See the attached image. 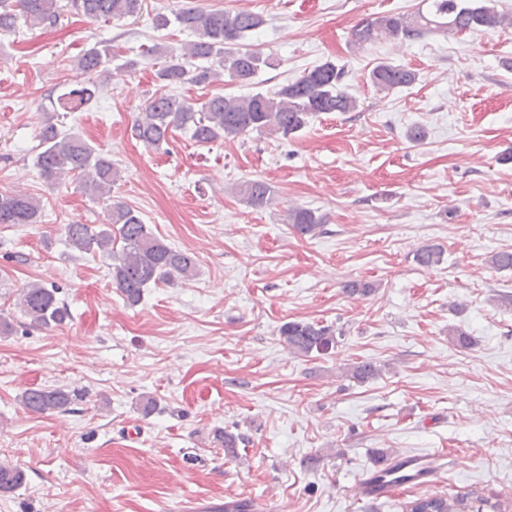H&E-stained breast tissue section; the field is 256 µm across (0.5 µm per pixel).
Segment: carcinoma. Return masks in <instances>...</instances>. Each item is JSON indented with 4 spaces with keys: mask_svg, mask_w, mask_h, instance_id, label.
<instances>
[{
    "mask_svg": "<svg viewBox=\"0 0 512 512\" xmlns=\"http://www.w3.org/2000/svg\"><path fill=\"white\" fill-rule=\"evenodd\" d=\"M60 0H0V32L16 29L19 19L31 26L52 25L59 18ZM143 0H72V6L91 20L121 19L136 16ZM175 23L195 39L182 52L158 44L147 48L146 54L162 59L156 78L165 87H179L186 82L206 86L224 77L248 82L271 66L268 57L257 50L242 47L247 36L264 25L261 16L238 11L234 14L209 11L199 6H185L174 14L156 17L159 27ZM512 29V13L499 8V0H432L428 12L383 14L357 25L352 33L355 45L363 47L381 41L409 44L434 33L452 36L474 31ZM204 64L195 65L193 60ZM115 60L112 40L101 39L75 61L81 76L108 70ZM345 67L325 61L314 69L272 92L248 95H212L186 99L161 93L147 99L135 119L133 138L151 148L169 141L177 129L191 131L198 145L218 140L235 139L252 132L278 135L283 139L303 130L310 117L321 112H354L357 100L343 85ZM369 82L381 94L408 87L417 80V73L404 65L380 62L368 74ZM94 92L82 85L59 95L58 107L76 112L88 103ZM39 151L33 164L40 176L53 183L72 174L84 191L106 198L104 224H67L64 227L69 243L83 253L98 252L111 260L112 282L130 306L140 303L150 285L173 283L196 271L194 256L177 250L157 237L142 218L122 201L112 197V187L120 172L112 158L92 147L81 135L68 133L53 123L39 134ZM236 193L249 205L261 207L272 199L274 189L261 179L246 180L236 186ZM41 218L40 202L33 196L12 191L0 193V224H37ZM287 223L296 233L311 238L321 234L326 216L302 206L289 210ZM442 251L436 245H424L414 254L416 263L432 267L441 262ZM351 296L367 297L376 284L350 280L343 285ZM59 289L30 283L17 296L16 305L30 323L41 327L60 325L69 318V310ZM279 336L288 349L310 357L324 354L339 344L343 330L314 321H288L280 326ZM383 365L372 360L354 364L350 377L359 383L375 379ZM82 395L65 388H30L22 395L23 406L34 413L71 412ZM224 453L236 455L245 438L229 430L216 434ZM26 482L22 469L0 462V493H11ZM410 512H506L499 501L460 493L419 497L410 502Z\"/></svg>",
    "mask_w": 512,
    "mask_h": 512,
    "instance_id": "obj_1",
    "label": "carcinoma"
}]
</instances>
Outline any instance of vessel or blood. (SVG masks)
<instances>
[{"instance_id":"obj_1","label":"vessel or blood","mask_w":512,"mask_h":512,"mask_svg":"<svg viewBox=\"0 0 512 512\" xmlns=\"http://www.w3.org/2000/svg\"><path fill=\"white\" fill-rule=\"evenodd\" d=\"M436 454H416L387 464L379 463L357 480L358 496L375 500L390 497L403 482L428 484L441 472Z\"/></svg>"}]
</instances>
